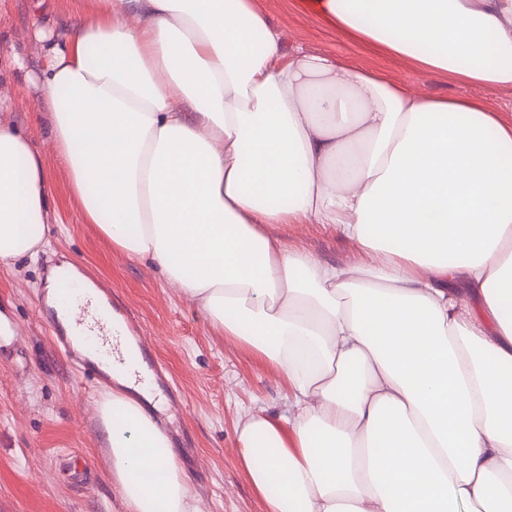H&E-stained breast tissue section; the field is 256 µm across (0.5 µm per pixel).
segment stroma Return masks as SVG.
I'll use <instances>...</instances> for the list:
<instances>
[{
    "mask_svg": "<svg viewBox=\"0 0 512 512\" xmlns=\"http://www.w3.org/2000/svg\"><path fill=\"white\" fill-rule=\"evenodd\" d=\"M258 4L283 41L305 51L378 71L422 95L485 94L481 86L424 73L413 60L336 29L296 0ZM79 27L68 0H0V97L9 98L12 121L41 150L50 139L38 88L48 40L75 35ZM47 170L58 222L36 255L0 267V314L15 329L0 346V512H124L96 411L112 383L92 389L53 342L54 310L38 303L53 267L67 262L111 289L151 341L152 361L171 382L154 416L178 450L200 512H267L239 464L236 430L248 412H284L286 386L248 348L220 333L193 300L169 287L157 265L116 250L98 225L85 223L63 165L51 158ZM269 230L322 261L362 257L327 224H273Z\"/></svg>",
    "mask_w": 512,
    "mask_h": 512,
    "instance_id": "1",
    "label": "stroma"
}]
</instances>
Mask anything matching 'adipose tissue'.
<instances>
[{"label":"adipose tissue","instance_id":"1","mask_svg":"<svg viewBox=\"0 0 512 512\" xmlns=\"http://www.w3.org/2000/svg\"><path fill=\"white\" fill-rule=\"evenodd\" d=\"M425 72L512 87V0H301ZM51 155L86 223L287 383L238 459L268 512H512V122L284 47L257 0H72ZM46 157L0 113V265L48 237ZM331 224L364 257L288 249ZM98 405L124 512H199L130 377ZM269 231L288 247H298L322 261L351 263L362 258L358 247L327 224H271Z\"/></svg>","mask_w":512,"mask_h":512}]
</instances>
